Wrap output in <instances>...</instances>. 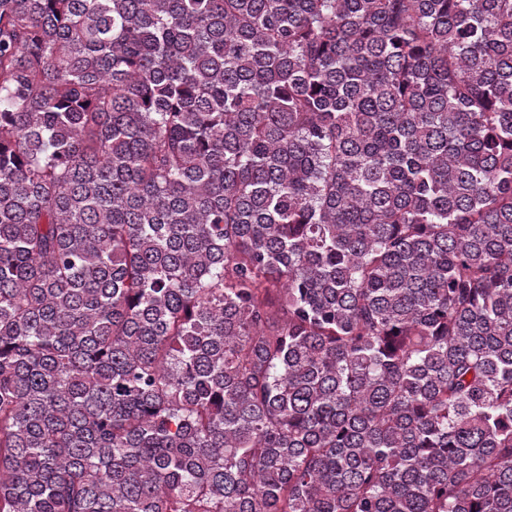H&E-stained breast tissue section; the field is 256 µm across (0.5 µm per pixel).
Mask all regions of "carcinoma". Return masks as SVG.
Instances as JSON below:
<instances>
[{
	"mask_svg": "<svg viewBox=\"0 0 512 512\" xmlns=\"http://www.w3.org/2000/svg\"><path fill=\"white\" fill-rule=\"evenodd\" d=\"M0 512H512V0H0Z\"/></svg>",
	"mask_w": 512,
	"mask_h": 512,
	"instance_id": "1",
	"label": "carcinoma"
}]
</instances>
